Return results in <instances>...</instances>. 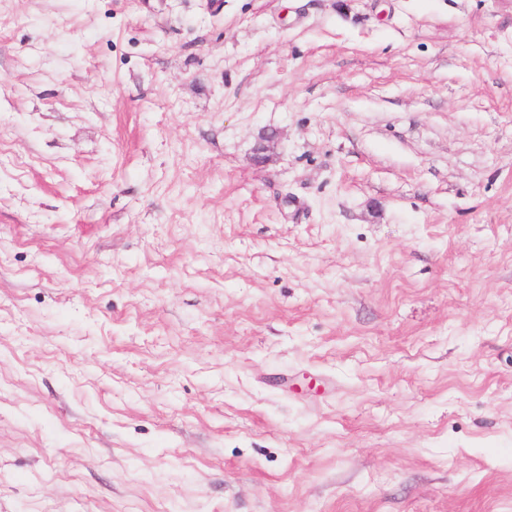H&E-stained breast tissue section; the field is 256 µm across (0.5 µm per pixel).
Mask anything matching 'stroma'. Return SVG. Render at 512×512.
<instances>
[{
  "mask_svg": "<svg viewBox=\"0 0 512 512\" xmlns=\"http://www.w3.org/2000/svg\"><path fill=\"white\" fill-rule=\"evenodd\" d=\"M0 512H512V0H0Z\"/></svg>",
  "mask_w": 512,
  "mask_h": 512,
  "instance_id": "35a3bbf8",
  "label": "stroma"
}]
</instances>
